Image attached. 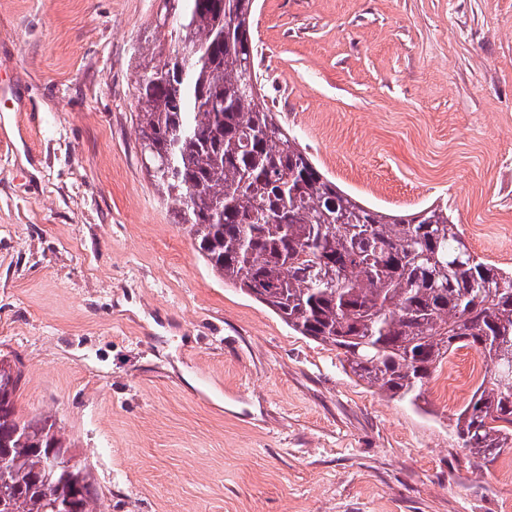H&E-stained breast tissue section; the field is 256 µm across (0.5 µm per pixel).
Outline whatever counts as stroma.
<instances>
[{
  "label": "stroma",
  "instance_id": "1",
  "mask_svg": "<svg viewBox=\"0 0 512 512\" xmlns=\"http://www.w3.org/2000/svg\"><path fill=\"white\" fill-rule=\"evenodd\" d=\"M161 0H0V358L105 512H512L450 426L475 352L390 398L215 277L141 161ZM268 102L372 206L447 203L512 269V0H256Z\"/></svg>",
  "mask_w": 512,
  "mask_h": 512
}]
</instances>
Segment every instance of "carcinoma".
Here are the masks:
<instances>
[{
	"instance_id": "cac0c4a2",
	"label": "carcinoma",
	"mask_w": 512,
	"mask_h": 512,
	"mask_svg": "<svg viewBox=\"0 0 512 512\" xmlns=\"http://www.w3.org/2000/svg\"><path fill=\"white\" fill-rule=\"evenodd\" d=\"M254 9L162 0L133 73L147 175L215 276L388 396L419 401L449 355L475 349L485 373L455 429L495 458L512 448V271L468 250L448 206L386 212L320 170L263 92ZM22 377L0 359V512H100L86 469L50 468L75 442L52 416L20 414Z\"/></svg>"
}]
</instances>
